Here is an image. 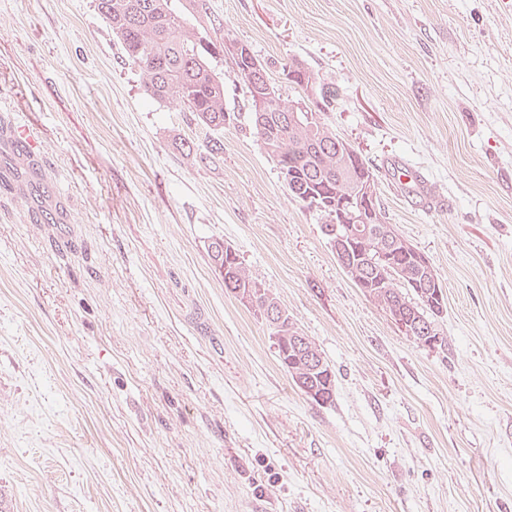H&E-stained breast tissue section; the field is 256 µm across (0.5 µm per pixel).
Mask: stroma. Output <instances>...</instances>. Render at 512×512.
<instances>
[{
  "instance_id": "stroma-1",
  "label": "stroma",
  "mask_w": 512,
  "mask_h": 512,
  "mask_svg": "<svg viewBox=\"0 0 512 512\" xmlns=\"http://www.w3.org/2000/svg\"><path fill=\"white\" fill-rule=\"evenodd\" d=\"M301 60L448 296L402 334L248 130L146 99L96 0H0V512H512V0H210ZM220 139L221 154L206 144ZM191 141L190 153L177 151ZM223 239L336 373L312 403ZM387 171L405 188H423L426 182L424 175L406 164L393 160L387 164ZM211 260L216 268H219L222 276H224V291L237 298L244 305L254 309L265 321L268 329L273 334H282L281 336H294L298 333L290 317H285L283 311H280L279 320L271 322L277 326L282 321V329L273 330L268 320L267 311L270 306L275 304L281 306L276 297H272L262 284L253 278L242 266V262L238 254L230 246L224 244L222 239H214L209 245ZM248 298L245 302L244 299ZM278 341L280 336H273ZM291 351V352H290ZM294 347H293V344L291 342V339H288L287 341H284V343L281 345H279V348H278V357H279V362L281 364V366L284 368V370H286L289 374V376L291 377V380L293 381L294 385L307 397L308 400H310L311 402H314L318 405H328L330 404L332 401V399H328V396H324L322 397L321 395H316L314 394V391H309L306 387H301L299 385V383L297 382L296 378H295V374L292 370V365L294 364ZM305 391H308L309 392V395L310 396H313L315 399L311 398L307 392Z\"/></svg>"
}]
</instances>
